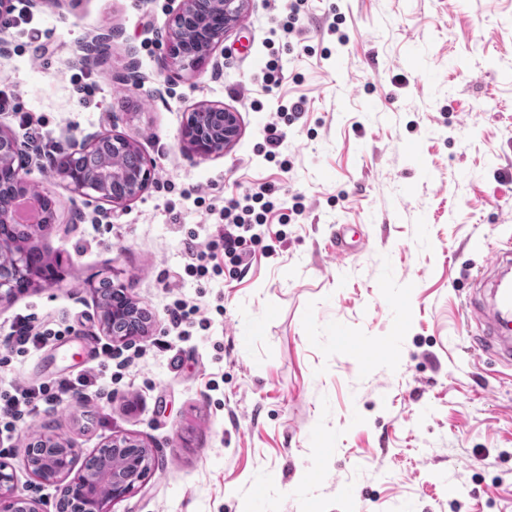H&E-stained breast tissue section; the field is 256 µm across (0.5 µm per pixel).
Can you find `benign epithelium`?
<instances>
[{
	"mask_svg": "<svg viewBox=\"0 0 512 512\" xmlns=\"http://www.w3.org/2000/svg\"><path fill=\"white\" fill-rule=\"evenodd\" d=\"M201 0H178L168 23L165 54L161 71L169 81L182 73L195 74L207 67L219 68L216 51L224 43V36L242 21L250 0H206L207 8L200 9ZM241 134L239 113L222 104L201 102L189 113L181 130V142L201 156L220 154L231 147ZM112 143V153L103 159L102 166L91 173L81 171L83 158L99 150L103 141ZM139 155V166L127 170L123 155ZM29 164L28 144L15 138L9 128L0 124V224H18L19 205L31 204L42 216L27 224L29 237L65 220L48 212L52 203L49 189L37 186L23 177ZM51 169L56 178L66 182L72 192L81 197L88 191L97 193V199L113 207L122 206L136 198L149 184L152 163L144 155L137 136L109 131L84 137L70 151L52 160ZM29 249L12 236L0 233V261H8L16 275L0 277V308L9 304L17 292L36 283L40 275L32 272ZM115 296L129 301L106 302L96 300L99 327L115 344H126L137 336H145L152 326V316L146 308L129 298L122 285L115 286ZM126 319L131 326L124 333H113L110 322ZM43 445L51 456L48 468L34 470L28 457L23 466L28 473L56 487V504L79 503L83 512H109L108 505L134 493L148 477L152 467V449L144 442L128 436L112 438V448L124 459L120 466L99 473L85 468L74 470L75 452L59 437H46ZM10 464L0 462V512H45L43 504L14 487V475L7 472Z\"/></svg>",
	"mask_w": 512,
	"mask_h": 512,
	"instance_id": "7a95c632",
	"label": "benign epithelium"
}]
</instances>
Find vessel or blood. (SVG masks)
<instances>
[{"label":"vessel or blood","instance_id":"b4317fda","mask_svg":"<svg viewBox=\"0 0 512 512\" xmlns=\"http://www.w3.org/2000/svg\"><path fill=\"white\" fill-rule=\"evenodd\" d=\"M488 296L471 305L469 315L484 334L481 345L496 346L500 357L512 361V249L498 251L485 279Z\"/></svg>","mask_w":512,"mask_h":512}]
</instances>
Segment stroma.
Segmentation results:
<instances>
[{
	"instance_id": "obj_1",
	"label": "stroma",
	"mask_w": 512,
	"mask_h": 512,
	"mask_svg": "<svg viewBox=\"0 0 512 512\" xmlns=\"http://www.w3.org/2000/svg\"><path fill=\"white\" fill-rule=\"evenodd\" d=\"M12 4L0 91L14 109L0 124L30 144L29 181L72 223L31 241L60 282L0 308V389L90 379L82 401L40 405L0 440L17 490L56 503L21 464L35 438H65L81 464L124 434L155 466L111 512H349L351 488L364 512H512V364L473 348L468 318L476 275L512 239V0H308L291 37L277 26L291 0H252L220 70L173 82L160 69L172 0ZM334 14L347 44L321 34ZM98 34L111 37L105 61L77 62ZM271 60L283 79L268 88ZM299 97L304 114L277 122ZM201 101L240 115L224 154L180 141ZM273 122L270 160L258 147ZM109 130L154 163L115 208L74 196L50 165ZM263 184L276 212L247 270L229 276L219 257L188 276L187 244L217 230L207 202ZM343 224L358 246L339 257ZM109 275L154 319L122 346V370L89 288ZM178 299L199 308L185 336ZM29 314L65 336L16 353Z\"/></svg>"
}]
</instances>
